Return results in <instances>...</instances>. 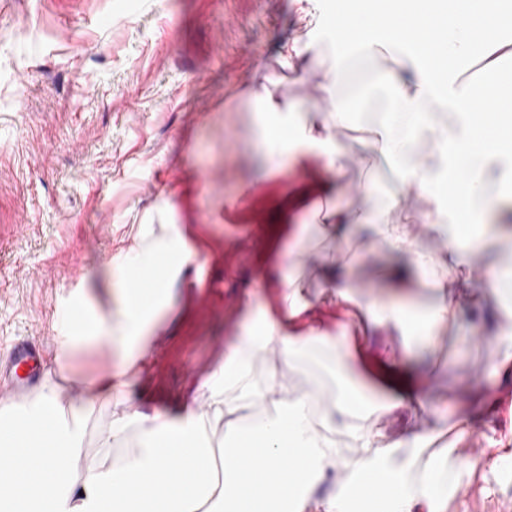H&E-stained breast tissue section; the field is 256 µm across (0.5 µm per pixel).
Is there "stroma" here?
<instances>
[{
	"label": "stroma",
	"instance_id": "35a3bbf8",
	"mask_svg": "<svg viewBox=\"0 0 512 512\" xmlns=\"http://www.w3.org/2000/svg\"><path fill=\"white\" fill-rule=\"evenodd\" d=\"M333 0H0V358L26 336L45 342L43 377L56 380L66 406L81 408L91 379L102 375L107 349L63 355L58 336L74 301L104 306L112 258L141 242V225L162 239L178 225L204 268L185 267L137 376L134 408L150 413L191 409L212 367L223 361L240 306L255 287L269 243L281 242L279 213L291 207L308 223L300 273L317 296L322 264L333 248L314 225L324 180L307 157L293 171L266 172L253 151L249 120L258 107L241 77L266 87L282 104L327 111L321 60L336 53L325 22ZM312 35L300 64L285 55ZM337 133L354 163L342 190L370 185L378 200L397 187L391 168L359 133ZM209 174L196 179L197 169ZM257 189L239 202L244 189ZM265 221V242L247 227ZM235 237L227 247L226 237ZM462 302L434 354L419 371L432 393L451 398L446 438L460 409L472 432L505 457L490 470L472 457L469 484L448 494L447 512H512V422H494V399H512V369L479 372L497 351L459 336L470 323Z\"/></svg>",
	"mask_w": 512,
	"mask_h": 512
}]
</instances>
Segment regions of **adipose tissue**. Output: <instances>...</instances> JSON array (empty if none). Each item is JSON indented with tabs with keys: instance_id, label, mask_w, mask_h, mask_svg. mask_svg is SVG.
<instances>
[{
	"instance_id": "obj_1",
	"label": "adipose tissue",
	"mask_w": 512,
	"mask_h": 512,
	"mask_svg": "<svg viewBox=\"0 0 512 512\" xmlns=\"http://www.w3.org/2000/svg\"><path fill=\"white\" fill-rule=\"evenodd\" d=\"M443 23L446 36L435 41L425 30H412L410 15L390 18L393 44L416 35L420 54L402 70L378 74L386 107L368 143L398 170L400 190L381 206L368 198L356 209L329 207L317 227L336 245L360 237L399 258L391 287L363 295L348 273L329 271L320 295L347 308L349 318L332 334L304 326L309 305L297 274L304 249L299 236H291L260 281L261 287L280 289V304L270 310L255 296L246 298L239 334L200 387L206 412L190 410L176 419L144 414L129 407L132 377L167 308L169 284L189 254L179 228L170 225L165 240L117 256L119 278L108 290L105 310L88 317L76 309L67 317L62 353L104 345L112 357L86 398L122 407L98 452L84 454L81 417L65 408L56 384L46 380L25 417L0 412V447L14 451L0 467V512H349L350 500L370 502L381 490L382 512H446L449 490L467 485L472 464L458 456L456 446L434 448L448 404L410 373L414 356L438 346L461 300L492 301L512 315L511 262L487 266L478 285L450 278L483 240L512 239V213L500 207L501 199H512V144H504L500 130L512 122V78L494 77L462 92L455 76L457 62L465 58H480L491 71L512 59V0H467ZM432 68L444 73L443 81L430 78ZM253 99L267 105L258 141L270 171L311 152L330 181L342 179L350 160L333 132L347 125V110L335 106L323 119L315 112L298 115L294 104L279 111L263 89ZM481 101L493 106V116L472 111ZM423 144L430 148L424 165L418 161ZM408 188L422 197L420 221L444 240L442 250L419 247L390 220ZM143 269L152 276L147 288L130 280L131 272ZM413 278L437 293L419 321L411 317ZM385 331L407 346L390 369L408 376L409 383L398 395L378 399L353 375L351 360L356 334ZM269 348L288 366L322 354L347 384L348 394L323 408L320 425L311 421L308 396L289 404L278 399L277 374L263 385L253 380L251 363ZM418 409L434 416L426 428L396 436L381 425L389 414ZM217 427L224 430V445L213 448L204 434ZM337 431L350 434L357 461L337 450ZM405 456L414 468L412 480L390 478L387 465ZM326 482L339 484V491L314 498Z\"/></svg>"
}]
</instances>
